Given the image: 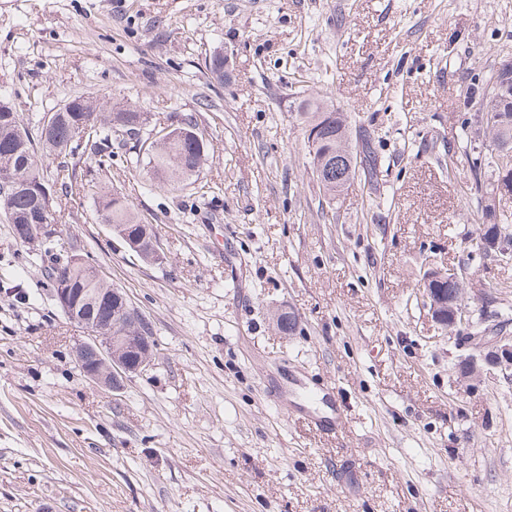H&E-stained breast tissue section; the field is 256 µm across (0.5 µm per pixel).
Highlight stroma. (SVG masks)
I'll use <instances>...</instances> for the list:
<instances>
[{
    "label": "stroma",
    "instance_id": "35a3bbf8",
    "mask_svg": "<svg viewBox=\"0 0 512 512\" xmlns=\"http://www.w3.org/2000/svg\"><path fill=\"white\" fill-rule=\"evenodd\" d=\"M498 50L512 0H0V99L29 131L85 95L153 127L194 116L210 143L176 192L118 142L98 173L154 225L160 264L52 187L61 230L153 332L119 391L84 376L82 329L0 217V512H512V378H458L473 333L512 334V260L467 249L470 187L494 180L472 168L471 103ZM309 98L371 138L372 174L332 201ZM429 255L464 268L468 327L432 320Z\"/></svg>",
    "mask_w": 512,
    "mask_h": 512
}]
</instances>
